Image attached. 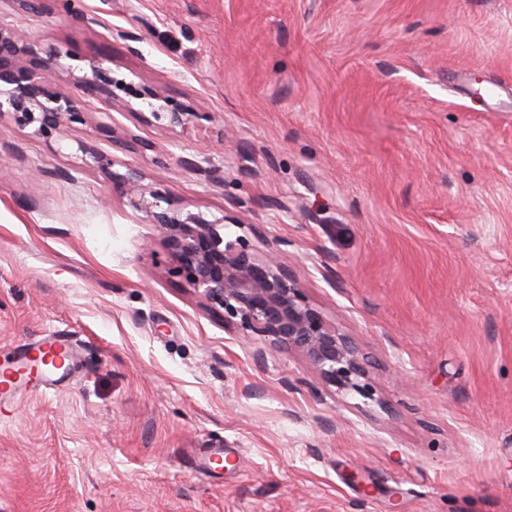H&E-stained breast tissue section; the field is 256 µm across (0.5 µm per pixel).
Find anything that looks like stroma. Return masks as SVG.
Listing matches in <instances>:
<instances>
[{
	"mask_svg": "<svg viewBox=\"0 0 512 512\" xmlns=\"http://www.w3.org/2000/svg\"><path fill=\"white\" fill-rule=\"evenodd\" d=\"M80 5L0 0L77 55L58 91L97 60L125 82L59 138L0 114V368L57 331L81 349L0 407V512H512V0ZM149 90L209 122L155 119ZM206 143L221 178L180 163ZM130 166L280 243L373 398L225 331ZM213 448L230 467H199Z\"/></svg>",
	"mask_w": 512,
	"mask_h": 512,
	"instance_id": "stroma-1",
	"label": "stroma"
}]
</instances>
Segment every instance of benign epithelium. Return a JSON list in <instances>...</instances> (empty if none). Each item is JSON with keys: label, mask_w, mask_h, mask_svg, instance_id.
<instances>
[{"label": "benign epithelium", "mask_w": 512, "mask_h": 512, "mask_svg": "<svg viewBox=\"0 0 512 512\" xmlns=\"http://www.w3.org/2000/svg\"><path fill=\"white\" fill-rule=\"evenodd\" d=\"M63 57H71L70 50L50 47L39 52L17 29L0 26V112H10L19 127L31 129L35 136L51 138L83 123L90 99L112 104V78L95 63L90 72L74 79L73 92L55 91L53 79ZM154 117L167 119L171 126L209 120L208 113L188 112L177 104ZM182 163L213 179L220 172L207 150ZM141 179L135 167L119 177L132 207L149 213L161 229L174 274L223 318L224 328L262 336L276 353L299 352L337 389L373 396L357 348L312 307L304 288L279 261L278 248L259 254L245 235L225 239L226 219L185 215L182 203L168 191L153 192V202L146 201Z\"/></svg>", "instance_id": "7a95c632"}]
</instances>
